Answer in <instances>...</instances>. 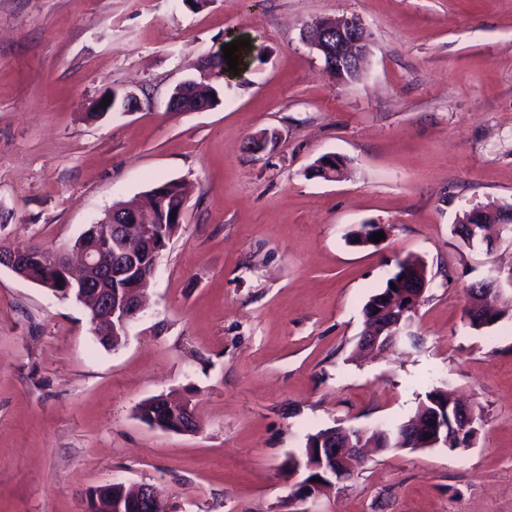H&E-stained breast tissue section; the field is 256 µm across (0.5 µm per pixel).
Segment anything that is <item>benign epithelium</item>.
Listing matches in <instances>:
<instances>
[{
  "label": "benign epithelium",
  "mask_w": 512,
  "mask_h": 512,
  "mask_svg": "<svg viewBox=\"0 0 512 512\" xmlns=\"http://www.w3.org/2000/svg\"><path fill=\"white\" fill-rule=\"evenodd\" d=\"M303 40L315 49L324 61L325 69L339 80L361 73L362 64L370 52V39L365 27L355 18L326 19L308 24L303 30ZM219 68L217 59L210 55L199 67L195 81L211 82ZM110 104L103 100L95 104L93 116L102 117L114 110L131 113L136 110L138 99L129 92L122 95L108 94ZM134 219L132 224H115L112 212L96 224L89 226L79 237L73 250L79 257L78 268H73L69 255L52 248L33 244L12 245L0 249V268L5 267L21 279H26L27 267L36 263L44 271L45 279L38 285L51 290L61 299H71L87 311L91 332L98 340H121L127 336L131 322L144 310V290L150 284L154 266L139 260L136 248L146 250L154 257L166 247L159 225L153 223V215L135 207L129 208ZM385 307L373 303L379 321L360 339L362 348L370 351L393 349L405 343L411 336L410 325L405 320L406 310H398L399 299L393 293L383 298ZM154 404L164 410L182 415L177 432L192 434L196 424L188 403L158 397ZM407 434L417 448H432L441 441L448 425L441 416L432 422L406 425ZM323 469L321 481H305L300 484L305 495H313L325 489H335L348 482L358 464L364 461V449L354 443L352 436L343 430H333L316 441H311L303 456L291 459L295 471L303 468L314 471L312 460ZM119 492L110 499L111 512H123L125 502H136L143 512H158L162 501L150 485L128 489L114 485L107 492Z\"/></svg>",
  "instance_id": "benign-epithelium-1"
}]
</instances>
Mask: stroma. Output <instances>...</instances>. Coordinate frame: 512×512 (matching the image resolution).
Masks as SVG:
<instances>
[{
	"mask_svg": "<svg viewBox=\"0 0 512 512\" xmlns=\"http://www.w3.org/2000/svg\"><path fill=\"white\" fill-rule=\"evenodd\" d=\"M341 16L371 41L347 82L302 40ZM235 40L220 104L167 111ZM110 90L136 111L92 118ZM327 154L344 180L313 172ZM170 180L184 219L119 347L0 268V512H88L111 483L154 485L170 512H512V313L479 331L463 314L512 269V236L454 231L512 203V0H0V242L72 246ZM362 224L390 234L352 246ZM411 255L433 279L420 349L355 358L367 300ZM433 388L481 410L467 450L376 451L296 496L310 435L402 423ZM158 396L187 401L197 433L145 422ZM507 206L512 207V204H505L499 207L496 210H486V209H476L478 213H474V208L469 211H464L462 218H459L458 224L464 225L469 224L470 227V235L467 238L469 243H473L475 240L480 239V230L478 229L477 224H497L499 220L502 219L503 209Z\"/></svg>",
	"mask_w": 512,
	"mask_h": 512,
	"instance_id": "35a3bbf8",
	"label": "stroma"
}]
</instances>
